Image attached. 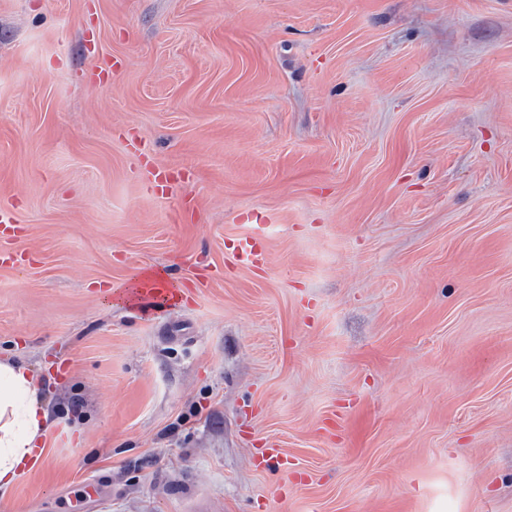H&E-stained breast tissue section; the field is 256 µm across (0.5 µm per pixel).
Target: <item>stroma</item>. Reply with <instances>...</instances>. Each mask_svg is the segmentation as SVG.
Masks as SVG:
<instances>
[{"mask_svg":"<svg viewBox=\"0 0 512 512\" xmlns=\"http://www.w3.org/2000/svg\"><path fill=\"white\" fill-rule=\"evenodd\" d=\"M1 207L0 512H512V0H0ZM266 261L264 245L255 236L238 239L228 256V262L244 269H252ZM49 410L38 378L23 362L0 360V491L7 492L39 462L49 432Z\"/></svg>","mask_w":512,"mask_h":512,"instance_id":"1","label":"stroma"}]
</instances>
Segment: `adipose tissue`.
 <instances>
[{
	"label": "adipose tissue",
	"mask_w": 512,
	"mask_h": 512,
	"mask_svg": "<svg viewBox=\"0 0 512 512\" xmlns=\"http://www.w3.org/2000/svg\"><path fill=\"white\" fill-rule=\"evenodd\" d=\"M49 428V410L32 369L0 360V491L38 463L35 450Z\"/></svg>",
	"instance_id": "adipose-tissue-1"
}]
</instances>
